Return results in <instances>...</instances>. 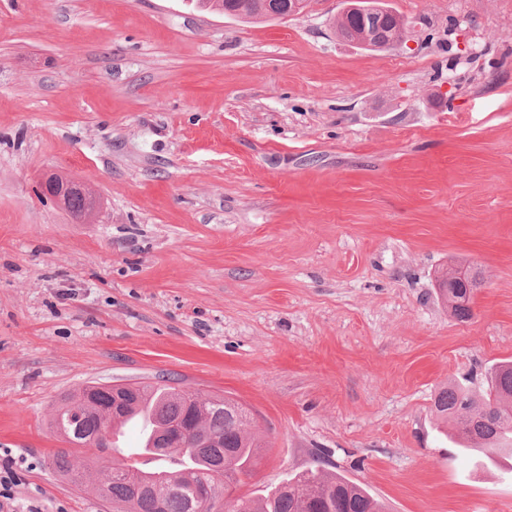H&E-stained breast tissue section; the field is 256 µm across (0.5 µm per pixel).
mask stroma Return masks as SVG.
<instances>
[{"label": "stroma", "instance_id": "35a3bbf8", "mask_svg": "<svg viewBox=\"0 0 512 512\" xmlns=\"http://www.w3.org/2000/svg\"><path fill=\"white\" fill-rule=\"evenodd\" d=\"M384 2L402 48L338 39L345 0H0V512H112L48 468L52 407L162 377L252 412L259 484L318 464L387 512H512V469L432 411L512 360V0ZM264 1L268 0H197L192 1L201 7H215L221 9L225 14L237 16L242 19L248 20H273L280 17V9L288 6V13L286 17L295 16L302 12V7L305 8L306 0H269V5L276 4L278 15H271L269 8L266 10L259 7ZM305 2V3H304ZM460 288H448V285L443 284L444 288H439L442 297L452 313L459 319H467L471 316V294L472 290L468 291L459 284Z\"/></svg>", "mask_w": 512, "mask_h": 512}]
</instances>
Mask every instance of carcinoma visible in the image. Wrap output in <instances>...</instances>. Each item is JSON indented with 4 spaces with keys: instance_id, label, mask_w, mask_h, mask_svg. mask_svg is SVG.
Masks as SVG:
<instances>
[{
    "instance_id": "1",
    "label": "carcinoma",
    "mask_w": 512,
    "mask_h": 512,
    "mask_svg": "<svg viewBox=\"0 0 512 512\" xmlns=\"http://www.w3.org/2000/svg\"><path fill=\"white\" fill-rule=\"evenodd\" d=\"M264 0H196L201 7H215L224 13L248 20H273L269 10L260 7ZM358 23L376 34L383 43L393 26L401 22L393 11L367 12L366 18L352 20L341 13L336 17V32ZM452 313L459 319L471 316V292L467 289H440ZM198 401L190 415L188 398ZM112 395L103 388L94 406H86L77 392L54 409L50 425L71 445L53 452L48 465L53 473L76 488L94 494L124 512H198L199 494L207 487L226 481L236 493L239 512H385L382 503L365 488L349 480L310 468L255 496L241 488L254 476L262 441L249 432L252 421L248 411L236 400L192 391L175 393V387L142 384L129 403L128 411L152 412L147 453L170 460L163 477L153 478L155 469L129 466L116 458L99 454L87 446L102 431L123 424V418L111 419L107 409ZM436 415L451 422L461 447L489 460L512 454V361L500 362L490 373L481 396L451 383L440 388L433 400ZM195 424L185 447L156 450L158 428L183 425L189 417Z\"/></svg>"
}]
</instances>
